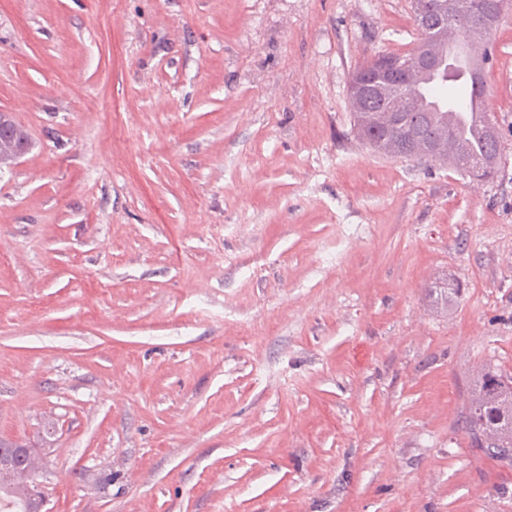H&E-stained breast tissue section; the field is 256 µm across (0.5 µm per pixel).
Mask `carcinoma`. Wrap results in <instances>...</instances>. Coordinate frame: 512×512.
Returning a JSON list of instances; mask_svg holds the SVG:
<instances>
[{
    "label": "carcinoma",
    "mask_w": 512,
    "mask_h": 512,
    "mask_svg": "<svg viewBox=\"0 0 512 512\" xmlns=\"http://www.w3.org/2000/svg\"><path fill=\"white\" fill-rule=\"evenodd\" d=\"M443 21L438 0H431V7L418 26L420 36L437 34ZM431 76L438 78L428 90L434 98L445 97L450 82L465 85L474 94L485 95V87H475L467 69L458 66L455 72L448 73L446 59ZM405 93L414 101L401 112L389 111V101L373 90L362 92L351 105L354 130L365 146L380 154L386 144L397 143L401 145L399 156L410 158L409 147L425 142L443 151L433 160L438 161L451 152L461 173L478 169L485 178L494 177L501 161L499 133L496 127L491 133L485 129L487 123H496L494 116L481 113L478 124L471 130L456 118L448 119L446 112L423 110L416 87L407 88ZM23 140L30 141L24 127L14 124L0 128V152H10ZM501 373V369L491 364L482 368L469 397L464 427L472 447L482 449L491 459L511 462L512 390L501 386L498 381ZM13 454L12 446L0 444V512H39L37 499L4 478V470L13 462Z\"/></svg>",
    "instance_id": "carcinoma-1"
}]
</instances>
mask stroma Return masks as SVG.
Listing matches in <instances>:
<instances>
[{
    "label": "stroma",
    "mask_w": 512,
    "mask_h": 512,
    "mask_svg": "<svg viewBox=\"0 0 512 512\" xmlns=\"http://www.w3.org/2000/svg\"><path fill=\"white\" fill-rule=\"evenodd\" d=\"M411 0H0V442L50 512H512L463 427L512 372V8L480 182L348 85ZM457 294L434 305L430 288ZM11 113L0 110V125L4 124L5 127L0 128V154L10 152L22 140L26 143L31 141L28 131L21 125H9L12 122L10 117ZM8 125V126H7Z\"/></svg>",
    "instance_id": "35a3bbf8"
}]
</instances>
